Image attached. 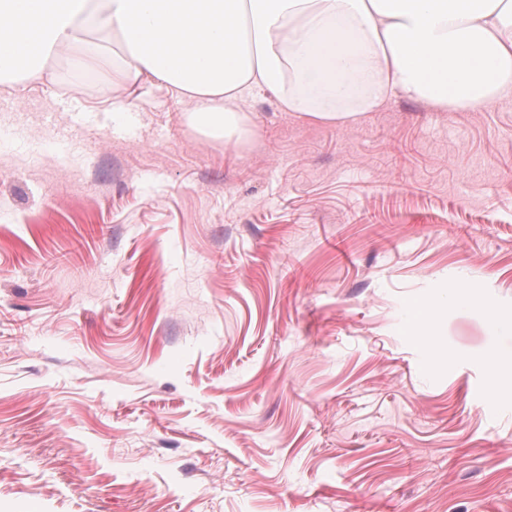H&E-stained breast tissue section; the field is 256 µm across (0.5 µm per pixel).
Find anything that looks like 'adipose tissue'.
Here are the masks:
<instances>
[{
  "label": "adipose tissue",
  "mask_w": 512,
  "mask_h": 512,
  "mask_svg": "<svg viewBox=\"0 0 512 512\" xmlns=\"http://www.w3.org/2000/svg\"><path fill=\"white\" fill-rule=\"evenodd\" d=\"M88 29L120 44L113 84L172 91L227 142L258 95L331 125L394 97L446 112L512 100V0H0V84L41 77Z\"/></svg>",
  "instance_id": "obj_1"
}]
</instances>
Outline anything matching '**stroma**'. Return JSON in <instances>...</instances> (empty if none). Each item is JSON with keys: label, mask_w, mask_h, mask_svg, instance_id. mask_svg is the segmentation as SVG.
<instances>
[{"label": "stroma", "mask_w": 512, "mask_h": 512, "mask_svg": "<svg viewBox=\"0 0 512 512\" xmlns=\"http://www.w3.org/2000/svg\"><path fill=\"white\" fill-rule=\"evenodd\" d=\"M120 56L0 89V512H512V100L247 146Z\"/></svg>", "instance_id": "35a3bbf8"}]
</instances>
